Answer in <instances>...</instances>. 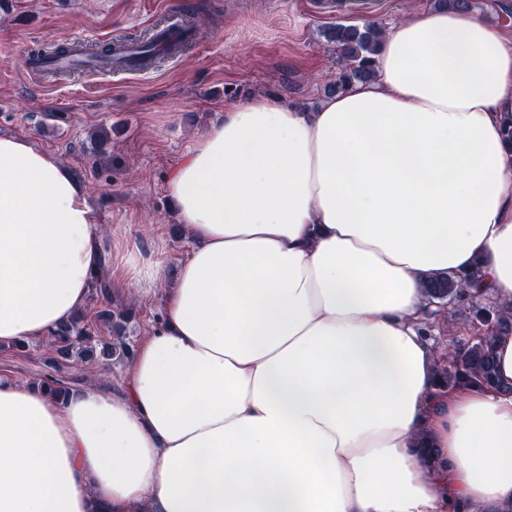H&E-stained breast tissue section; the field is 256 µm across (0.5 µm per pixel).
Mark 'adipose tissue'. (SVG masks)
Returning a JSON list of instances; mask_svg holds the SVG:
<instances>
[{
	"mask_svg": "<svg viewBox=\"0 0 512 512\" xmlns=\"http://www.w3.org/2000/svg\"><path fill=\"white\" fill-rule=\"evenodd\" d=\"M314 112L254 97L166 180L188 252L115 242L163 310L121 393L0 378V512H512L496 390L442 389L425 282L479 267L512 312V47L470 12L384 31ZM104 230L53 154L0 136V345L84 312Z\"/></svg>",
	"mask_w": 512,
	"mask_h": 512,
	"instance_id": "ef3b65f1",
	"label": "adipose tissue"
}]
</instances>
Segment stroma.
I'll return each mask as SVG.
<instances>
[{"instance_id":"35a3bbf8","label":"stroma","mask_w":512,"mask_h":512,"mask_svg":"<svg viewBox=\"0 0 512 512\" xmlns=\"http://www.w3.org/2000/svg\"><path fill=\"white\" fill-rule=\"evenodd\" d=\"M377 2L374 12L339 16L311 12L308 0H0V135L26 137L68 166L106 239L127 235L146 253L161 243L169 263H178L186 247L170 232L165 181L192 138L251 97L319 106L338 67L323 27L389 29L406 13L433 7V0ZM187 10L196 16L197 39L159 68L124 77L51 75L42 83L27 75L28 48L132 39ZM98 129L109 135L111 163L91 150L89 136ZM128 369L53 367L42 347H0V376L19 382L50 374L70 387L103 382L116 392Z\"/></svg>"}]
</instances>
